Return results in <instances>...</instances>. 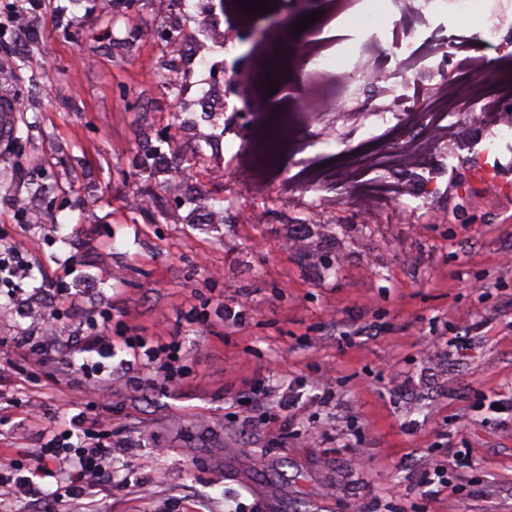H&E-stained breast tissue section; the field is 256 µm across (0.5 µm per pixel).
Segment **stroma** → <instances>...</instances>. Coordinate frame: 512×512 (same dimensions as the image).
Listing matches in <instances>:
<instances>
[{
	"label": "stroma",
	"mask_w": 512,
	"mask_h": 512,
	"mask_svg": "<svg viewBox=\"0 0 512 512\" xmlns=\"http://www.w3.org/2000/svg\"><path fill=\"white\" fill-rule=\"evenodd\" d=\"M41 0L0 72L18 103L0 139V246L30 251L21 299L0 294V455L40 445L28 417L38 402L56 434L86 412L113 447L125 489L92 491L94 512H512V137L475 110L422 169L376 166L369 181L407 182L410 196L363 213L340 181L300 178L311 160L358 161L383 140L404 83L433 93L426 64L319 97L304 151L282 159L287 191L253 195L236 157L252 127L233 74H255L252 38L219 64L222 120L203 112L199 68L174 74L173 29L197 60L209 15L160 18L156 0ZM491 82L512 85V11L484 34L449 15ZM151 199L147 209L133 199ZM319 221H312V214ZM302 247H295V240ZM53 309V327L40 311ZM242 325L224 333L225 313ZM103 326L116 380L87 394L83 354L53 346L32 370L15 336L78 335ZM175 343L184 380L124 372L125 339ZM287 396L293 432L268 418ZM472 465L448 474L439 498L419 484L449 448Z\"/></svg>",
	"instance_id": "1"
}]
</instances>
